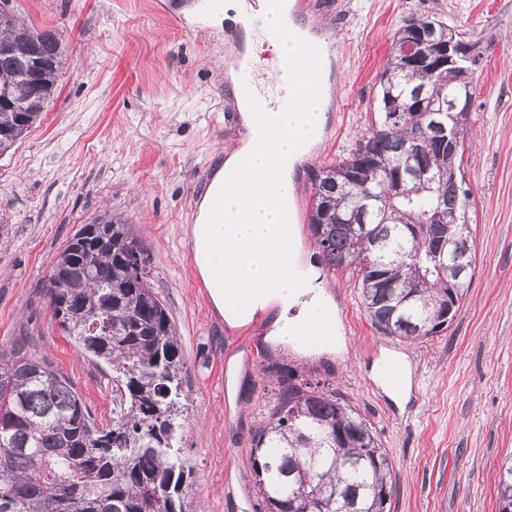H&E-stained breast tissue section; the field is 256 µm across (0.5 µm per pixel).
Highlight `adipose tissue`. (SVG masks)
<instances>
[{"mask_svg":"<svg viewBox=\"0 0 512 512\" xmlns=\"http://www.w3.org/2000/svg\"><path fill=\"white\" fill-rule=\"evenodd\" d=\"M269 2L266 24L281 32L280 40L272 45L273 51L278 55L297 53L301 23L289 15L285 0ZM187 16L190 22L210 28L233 21L245 33L247 50L255 48L252 17L239 0H203L191 7ZM325 109V101H309L299 110L274 112L268 120L260 121L249 105H242L249 138L216 170L194 206L190 228L195 266L216 309L228 316L243 306H275V336L300 351L307 341L305 331L312 326L322 343L333 346L340 340L336 309L320 292L309 290L313 272L302 271L292 263L297 239L282 222L294 197V163L307 153L313 141L312 130L323 123ZM271 150L279 160L273 188L260 184L232 190L240 168H249L257 179H264L267 153ZM218 197L224 200V213L220 216L212 208Z\"/></svg>","mask_w":512,"mask_h":512,"instance_id":"adipose-tissue-1","label":"adipose tissue"}]
</instances>
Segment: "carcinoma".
I'll return each instance as SVG.
<instances>
[{
  "label": "carcinoma",
  "mask_w": 512,
  "mask_h": 512,
  "mask_svg": "<svg viewBox=\"0 0 512 512\" xmlns=\"http://www.w3.org/2000/svg\"><path fill=\"white\" fill-rule=\"evenodd\" d=\"M426 50L448 41L431 16ZM31 31L0 7V92L14 108L0 129L20 139L53 99L65 68L57 39L33 57ZM405 24L379 79L366 136L322 168L309 230L322 261L352 269L374 329L400 340L453 323L475 271L467 224L471 191L465 147L448 159L437 130L448 105L470 102L480 65L466 60L419 70L404 52ZM28 115V125L16 114ZM47 295L60 328L112 367V425H99L69 379L17 339L0 349V512H187L191 468L175 448L183 356L169 313L153 291L143 242L113 219L84 224L59 254ZM271 411L249 451L257 512H386L393 468L371 423L335 390L311 386L299 368L269 359ZM499 512H512V463L498 483Z\"/></svg>",
  "instance_id": "carcinoma-1"
}]
</instances>
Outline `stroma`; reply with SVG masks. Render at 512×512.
Returning a JSON list of instances; mask_svg holds the SVG:
<instances>
[{"label": "stroma", "instance_id": "35a3bbf8", "mask_svg": "<svg viewBox=\"0 0 512 512\" xmlns=\"http://www.w3.org/2000/svg\"><path fill=\"white\" fill-rule=\"evenodd\" d=\"M197 0H9L33 30H51L67 56L58 90L0 157V348L27 337L71 381L94 418L112 420V368L79 351L53 318L45 280L85 224L119 217L144 242L151 284L181 340L182 455L193 512H254L248 451L273 406L260 359H225L227 324L193 260L190 205L243 139L229 128L223 30L188 21ZM433 16L478 42L483 62L469 106L466 179L477 268L453 324L409 343L379 335L352 272H322L345 347L300 355L265 337L274 358L304 365L372 423L393 463L391 512H498L502 461L512 455V0H340L315 14L340 34L330 120L313 163L296 173L295 205L312 179L346 156L371 119L380 74L404 22ZM418 363L406 400L377 377L375 350Z\"/></svg>", "mask_w": 512, "mask_h": 512}]
</instances>
